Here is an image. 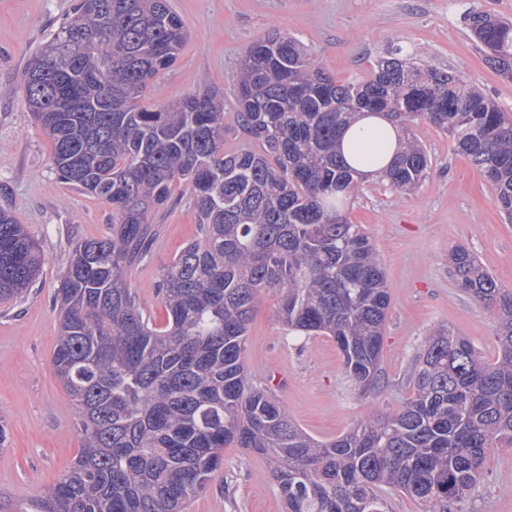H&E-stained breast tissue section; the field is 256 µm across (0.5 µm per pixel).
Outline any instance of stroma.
Returning a JSON list of instances; mask_svg holds the SVG:
<instances>
[{"instance_id":"obj_1","label":"stroma","mask_w":512,"mask_h":512,"mask_svg":"<svg viewBox=\"0 0 512 512\" xmlns=\"http://www.w3.org/2000/svg\"><path fill=\"white\" fill-rule=\"evenodd\" d=\"M76 0H0V205L13 212L40 244L43 263L21 305L0 304V419L10 430L0 451V495L21 503L57 480L76 460L81 441L70 396L56 379L51 357L58 336L53 295L70 242L106 237L112 208L60 182L51 142L26 109L21 73ZM187 39L177 63L145 94L159 106L218 90L226 121L234 119V76L241 54L270 29L288 30L315 53L337 81L369 76L394 44L418 51L426 65L455 71L512 111V80L487 62L463 21L470 11L512 19V0H170ZM412 131L431 169L411 195L387 183H364L346 212L363 225L384 270L391 303L384 332V378L361 394L346 375L327 336H294L279 322L277 295H267L250 325L245 354L253 382L267 388L289 418L320 439L348 431L378 409L397 411L410 393L415 357L425 338L445 326L466 336L487 362L498 356L496 314L457 288L448 271L451 250L474 252L502 287L512 289V224L505 223L491 187L445 134L420 120ZM156 211L159 227L151 259L130 284L156 324L166 312L156 295L161 271L198 236L182 187ZM463 512H512V448L491 449L483 475ZM188 512H285L266 460L240 448L224 451V465Z\"/></svg>"}]
</instances>
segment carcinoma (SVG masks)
<instances>
[{
  "instance_id": "cac0c4a2",
  "label": "carcinoma",
  "mask_w": 512,
  "mask_h": 512,
  "mask_svg": "<svg viewBox=\"0 0 512 512\" xmlns=\"http://www.w3.org/2000/svg\"><path fill=\"white\" fill-rule=\"evenodd\" d=\"M466 21L490 66L512 79V20ZM186 37L169 0H79L22 73L53 171L112 207V234L70 243L53 299L52 365L76 409L78 458L29 502L0 500V512H187L230 447L268 459L286 512H390L393 492L421 512H462L488 452L512 447V290L468 249H453L448 265L458 288L497 313V360L439 328L393 414L319 440L253 385L245 352L262 296L278 293L288 331L332 338L355 387L375 389L390 293L370 237L344 212L363 179L340 134L365 114L400 129L379 179L408 194L431 165L411 126L430 123L478 168L512 224V113L400 45L368 77L340 83L275 29L235 75V122L259 148L228 153L219 92L140 105ZM177 184L198 238L160 275L159 326L130 277L151 258L150 216ZM41 264L37 241L1 208L0 302H22Z\"/></svg>"
}]
</instances>
